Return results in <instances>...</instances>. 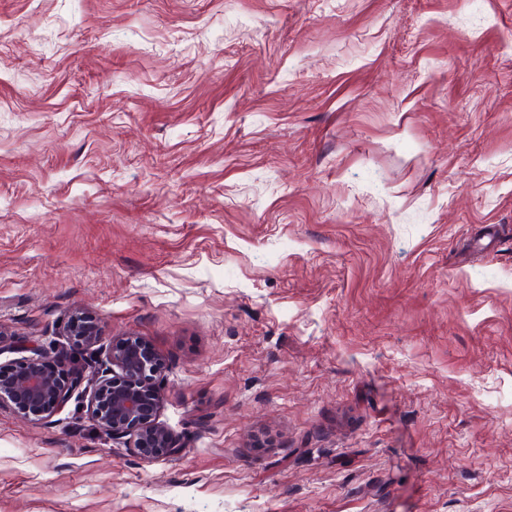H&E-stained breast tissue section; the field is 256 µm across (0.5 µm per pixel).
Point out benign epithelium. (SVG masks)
Wrapping results in <instances>:
<instances>
[{"instance_id":"7a95c632","label":"benign epithelium","mask_w":512,"mask_h":512,"mask_svg":"<svg viewBox=\"0 0 512 512\" xmlns=\"http://www.w3.org/2000/svg\"><path fill=\"white\" fill-rule=\"evenodd\" d=\"M62 335L91 351L101 341L92 317L79 311L67 318ZM12 350L18 357L0 363V401H8L23 417L49 419L62 412L79 389L93 420L112 442L135 449L146 461L168 459L182 448L180 439L159 421L156 380L162 363L138 337L112 343L88 378L75 371L61 348L55 352L53 373L43 368L47 357L40 347L20 343Z\"/></svg>"}]
</instances>
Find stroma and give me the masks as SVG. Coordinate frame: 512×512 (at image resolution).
Masks as SVG:
<instances>
[{
	"instance_id": "obj_1",
	"label": "stroma",
	"mask_w": 512,
	"mask_h": 512,
	"mask_svg": "<svg viewBox=\"0 0 512 512\" xmlns=\"http://www.w3.org/2000/svg\"><path fill=\"white\" fill-rule=\"evenodd\" d=\"M163 363L148 462L0 405V512H512V0H0V326ZM62 336H65L68 341L74 343L78 341L81 345L91 350V355L95 353V348L100 344L101 336L97 325L94 323L91 316L85 312H74L64 323Z\"/></svg>"
}]
</instances>
